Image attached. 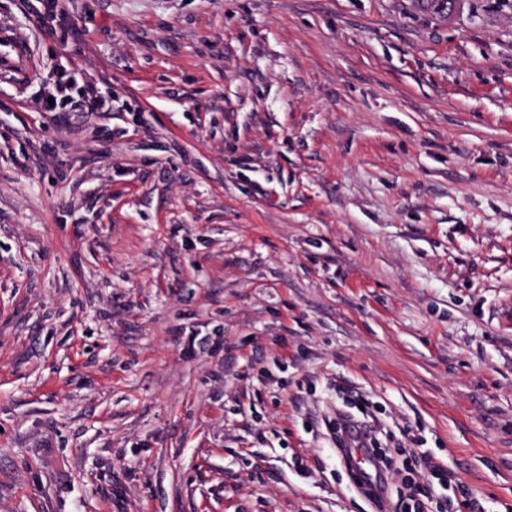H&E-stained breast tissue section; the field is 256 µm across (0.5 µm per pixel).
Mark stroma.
I'll return each mask as SVG.
<instances>
[{"label":"stroma","mask_w":512,"mask_h":512,"mask_svg":"<svg viewBox=\"0 0 512 512\" xmlns=\"http://www.w3.org/2000/svg\"><path fill=\"white\" fill-rule=\"evenodd\" d=\"M59 7L0 0V512H373L341 413L512 512V0ZM48 98H54L50 105ZM34 102L43 112H109L112 111V99L104 96L98 87L79 82L75 73L62 74L51 87L34 93Z\"/></svg>","instance_id":"obj_1"}]
</instances>
